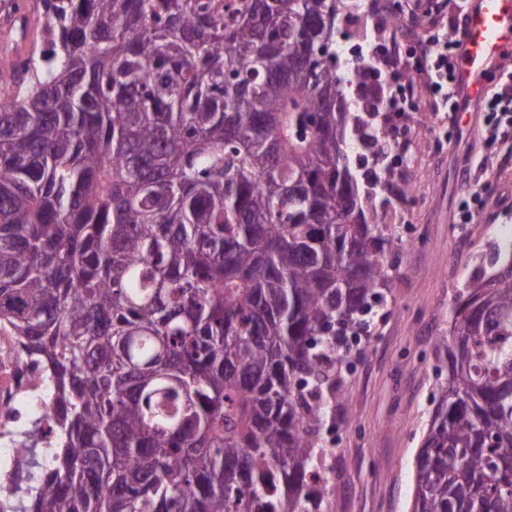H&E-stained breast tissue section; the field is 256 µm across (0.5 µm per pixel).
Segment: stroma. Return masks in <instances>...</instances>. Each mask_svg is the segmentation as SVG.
Masks as SVG:
<instances>
[{
    "mask_svg": "<svg viewBox=\"0 0 512 512\" xmlns=\"http://www.w3.org/2000/svg\"><path fill=\"white\" fill-rule=\"evenodd\" d=\"M419 111L426 123L412 137L408 175L374 189L404 246L388 257L390 289L366 320L367 343L347 358L345 396L321 431L327 486L316 512H409L415 458L448 373L456 298L471 276L498 269L495 229L512 226V165L489 164L480 178L461 165L480 148L481 126ZM468 209L480 216L464 240L456 226Z\"/></svg>",
    "mask_w": 512,
    "mask_h": 512,
    "instance_id": "stroma-1",
    "label": "stroma"
}]
</instances>
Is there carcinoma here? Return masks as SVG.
Wrapping results in <instances>:
<instances>
[{
  "label": "carcinoma",
  "mask_w": 512,
  "mask_h": 512,
  "mask_svg": "<svg viewBox=\"0 0 512 512\" xmlns=\"http://www.w3.org/2000/svg\"><path fill=\"white\" fill-rule=\"evenodd\" d=\"M345 0H37L0 89V327L50 385L0 512H311L403 241L350 167ZM473 276L413 512H512V287Z\"/></svg>",
  "instance_id": "carcinoma-1"
}]
</instances>
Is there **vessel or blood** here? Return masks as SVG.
I'll use <instances>...</instances> for the list:
<instances>
[{
	"instance_id": "vessel-or-blood-1",
	"label": "vessel or blood",
	"mask_w": 512,
	"mask_h": 512,
	"mask_svg": "<svg viewBox=\"0 0 512 512\" xmlns=\"http://www.w3.org/2000/svg\"><path fill=\"white\" fill-rule=\"evenodd\" d=\"M511 45L512 0H465L456 54V92L462 111H479L486 77L502 67L504 52Z\"/></svg>"
}]
</instances>
